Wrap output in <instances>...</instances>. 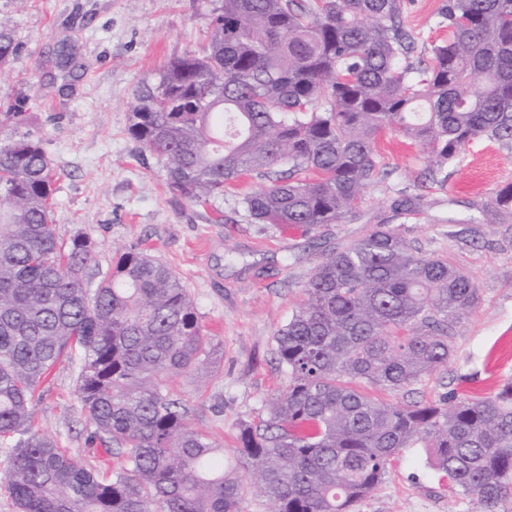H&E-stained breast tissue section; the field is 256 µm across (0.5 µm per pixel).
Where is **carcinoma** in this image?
Wrapping results in <instances>:
<instances>
[{
    "label": "carcinoma",
    "mask_w": 512,
    "mask_h": 512,
    "mask_svg": "<svg viewBox=\"0 0 512 512\" xmlns=\"http://www.w3.org/2000/svg\"><path fill=\"white\" fill-rule=\"evenodd\" d=\"M403 0H220L208 43L166 63L129 105L127 132L168 188L200 203L244 175L255 224H335L390 171L378 139L426 150L425 179L478 139L512 142V0H447L448 40L411 61ZM18 49L0 21V66ZM29 113L0 101V121ZM54 173L41 142L0 139V441L18 512H244L237 475L275 512H354L402 448H426L476 512H512V381L482 398L389 402L454 354L480 301L473 279L388 224L317 261L306 301L274 333L288 383L242 422L235 461L188 422L172 383L218 363L179 276L131 247L84 287L95 244L58 242ZM512 218V184L485 207ZM80 354L86 467L40 432L32 406L56 364Z\"/></svg>",
    "instance_id": "cac0c4a2"
}]
</instances>
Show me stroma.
<instances>
[{
	"instance_id": "stroma-1",
	"label": "stroma",
	"mask_w": 512,
	"mask_h": 512,
	"mask_svg": "<svg viewBox=\"0 0 512 512\" xmlns=\"http://www.w3.org/2000/svg\"><path fill=\"white\" fill-rule=\"evenodd\" d=\"M444 0H406L404 23L417 56L447 40ZM216 0H0V19L19 48L0 67V99L25 105V133L39 139L56 177L52 221L61 243L76 234L96 243L88 287L109 274L132 246L169 265L188 289L203 331L219 346L208 373L176 379L177 398L192 409V426L237 446L240 422L266 415L265 405L287 382L273 359L274 332L306 299L315 262L328 251L388 224L428 253L449 256L480 290L479 305L459 330L446 368L426 377L417 397L487 396L512 379V224L478 216L503 185L512 183V144L477 140L444 184L419 187L426 166L411 141L383 138L379 151L391 175L366 189L353 213L315 228L252 223L241 206L260 180L245 176L223 194L192 203L167 188L156 159L127 133L135 93L155 86L171 58L201 49ZM68 38L70 69L54 50ZM420 196L417 214L405 199ZM77 365L51 372L33 405V421L86 465H98L85 440L93 426L75 396ZM355 512H474L423 448H403L384 481Z\"/></svg>"
}]
</instances>
